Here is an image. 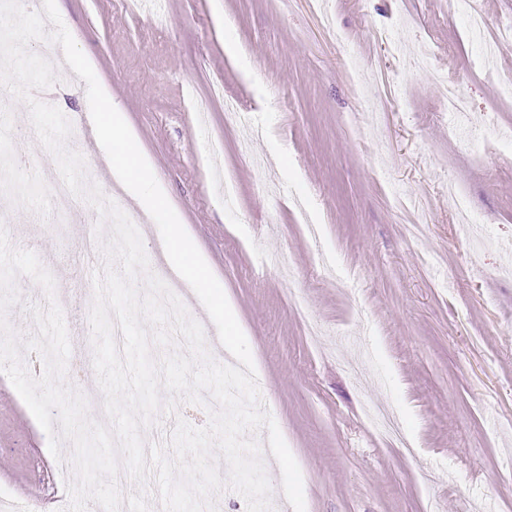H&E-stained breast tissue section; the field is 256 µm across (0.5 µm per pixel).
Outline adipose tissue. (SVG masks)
Instances as JSON below:
<instances>
[{
    "label": "adipose tissue",
    "mask_w": 512,
    "mask_h": 512,
    "mask_svg": "<svg viewBox=\"0 0 512 512\" xmlns=\"http://www.w3.org/2000/svg\"><path fill=\"white\" fill-rule=\"evenodd\" d=\"M94 126L97 136L109 146L106 160L117 184L138 201L145 213L166 226L159 241V262L165 274L189 289L212 287L211 308L223 312V292L215 289L210 267L196 258L182 224L172 216L167 198L157 187L155 173L130 134L124 115L114 111L97 113Z\"/></svg>",
    "instance_id": "obj_1"
}]
</instances>
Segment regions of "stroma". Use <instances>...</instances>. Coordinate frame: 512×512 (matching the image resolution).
<instances>
[{"label": "stroma", "instance_id": "stroma-1", "mask_svg": "<svg viewBox=\"0 0 512 512\" xmlns=\"http://www.w3.org/2000/svg\"><path fill=\"white\" fill-rule=\"evenodd\" d=\"M56 5L232 306L306 512H512V68L483 62L512 60V0ZM29 49L64 72L46 94L74 119L67 146L154 256L164 226L114 187L85 82L59 45ZM228 98L248 124L225 122ZM29 124L8 98L0 154L34 165L0 181V225L52 273L76 356L95 271ZM368 404L394 410L413 454ZM53 461L0 375V491L59 495Z\"/></svg>", "mask_w": 512, "mask_h": 512}]
</instances>
